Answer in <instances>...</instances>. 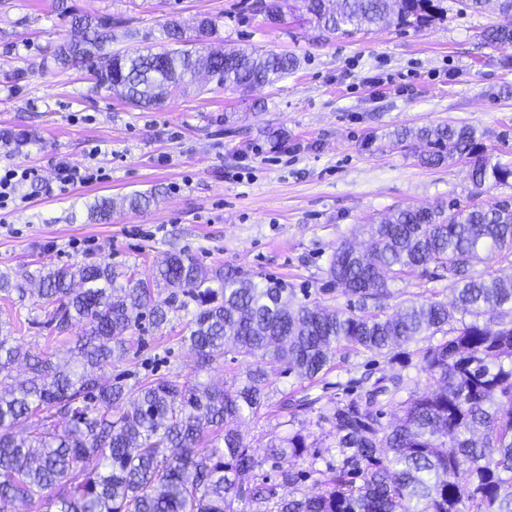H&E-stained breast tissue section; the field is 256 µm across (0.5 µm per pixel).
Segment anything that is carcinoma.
I'll use <instances>...</instances> for the list:
<instances>
[{
	"label": "carcinoma",
	"mask_w": 512,
	"mask_h": 512,
	"mask_svg": "<svg viewBox=\"0 0 512 512\" xmlns=\"http://www.w3.org/2000/svg\"><path fill=\"white\" fill-rule=\"evenodd\" d=\"M321 33L346 35L381 23L419 27L443 12L444 0H302ZM504 21L484 38L512 45V0H497ZM58 15L82 31L79 41L55 49L63 69H89L99 88L127 103L149 107L204 71L226 89L272 85L294 73L299 60L287 53L228 50L203 54L177 22L163 28L172 47L122 52L108 46L112 17L57 0ZM255 11L272 22L282 0H256ZM426 142L424 161L440 164L457 152L472 158V182L506 185L512 167L491 162L467 125L424 127L397 133ZM26 130L1 129L0 141L17 147ZM369 257L340 246L328 275L343 293L375 310L358 314L293 300L280 280H256L235 268L200 265L168 253L147 279L117 281L112 265L47 267L30 286L0 273V294L12 300L35 294L48 311L46 325L59 335L79 323L74 351L82 370L68 371L16 344V329L0 324V375L23 359L28 375L0 392V512L26 502L54 512H512V280L483 279L472 272L480 254L512 251V209L496 204L466 207L446 216L441 208H407L365 228ZM448 271L458 285L455 303L428 299L388 316L379 303L393 295L391 282L407 274ZM191 315L188 340L198 368L212 366L232 344V360L249 366L246 381L222 391L159 377L139 386L130 410L122 380L101 373L126 353L127 337L144 318L158 327L173 308ZM473 320L459 321L457 315ZM423 352V371L436 388L406 389L401 374L380 378L363 396L338 402L327 415L336 429L326 453L309 452L300 431L271 440L268 458L307 457V467L282 470L256 481L257 459L231 423L265 405L269 377L288 370L313 379L330 369L343 349L390 352L433 339ZM389 395L401 413L383 424L378 397ZM33 419L26 436L17 424ZM206 452H200V449ZM98 462L95 471L81 463ZM318 491L308 495L302 482Z\"/></svg>",
	"instance_id": "cac0c4a2"
}]
</instances>
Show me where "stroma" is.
<instances>
[{
	"instance_id": "obj_1",
	"label": "stroma",
	"mask_w": 512,
	"mask_h": 512,
	"mask_svg": "<svg viewBox=\"0 0 512 512\" xmlns=\"http://www.w3.org/2000/svg\"><path fill=\"white\" fill-rule=\"evenodd\" d=\"M112 17V50L160 49L159 31L177 19L195 38L198 19H216L212 49L259 48L296 56L298 69L273 85L248 91L217 87L209 78L176 91L163 106L143 109L95 88L86 70L61 68L54 50L73 37L55 0H0V129H24L22 149L0 143V168L31 167L39 184L27 200L0 211V272L24 281L47 266L108 263L138 279L151 276L168 252L211 267H234L256 278L285 281L300 301L354 308L328 278L341 245L365 248L364 225L406 207L452 210L512 204V183L475 188L467 156L423 163L424 143L397 141L402 130L470 125L486 155L512 166V46L483 39L498 23L495 4L475 13L449 4L421 28L381 24L344 36L319 37L287 0L283 21L270 23L253 0H75ZM102 154L91 156L92 146ZM92 166L100 180L60 193L59 163ZM156 191L150 206L124 197ZM109 199L108 220L89 207ZM386 314L430 298L453 301L447 276L417 274L392 282ZM41 301L0 298V322L25 323L18 340L34 354L69 363L81 326L62 336L42 328ZM184 312L162 327L143 322L128 351L107 367L135 385L160 376L219 389L244 380L247 364L222 357L196 367ZM427 341L387 354L342 350L314 380L271 376L268 400L238 424L257 458L272 436L299 431L314 445L333 443L323 416L357 394L355 379L402 374L408 390L425 391ZM319 398L317 410L291 415L282 400Z\"/></svg>"
}]
</instances>
